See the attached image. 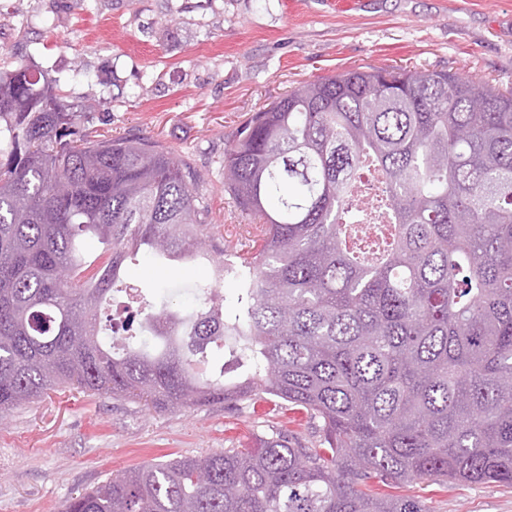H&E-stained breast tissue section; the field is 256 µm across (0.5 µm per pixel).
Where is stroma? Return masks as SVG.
I'll list each match as a JSON object with an SVG mask.
<instances>
[{"instance_id":"stroma-1","label":"stroma","mask_w":512,"mask_h":512,"mask_svg":"<svg viewBox=\"0 0 512 512\" xmlns=\"http://www.w3.org/2000/svg\"><path fill=\"white\" fill-rule=\"evenodd\" d=\"M33 63L106 137L141 135L190 161L209 207L212 255L247 243L251 219L224 189V149L256 112L307 81L369 66L450 70L512 85V0H0V67ZM142 259L126 281L151 294L211 282ZM320 422L261 394L157 412L59 391L0 414V512H61L79 490L141 465L278 432L317 445ZM431 512H512V486L410 483Z\"/></svg>"}]
</instances>
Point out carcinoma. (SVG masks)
Listing matches in <instances>:
<instances>
[{"mask_svg":"<svg viewBox=\"0 0 512 512\" xmlns=\"http://www.w3.org/2000/svg\"><path fill=\"white\" fill-rule=\"evenodd\" d=\"M36 67L0 71V412L70 385L156 411L258 392L321 420L139 466L64 512H430L371 483L512 485V88L448 70L368 67L303 84L224 149V188L256 222L200 308L112 346L101 308L128 260L200 258L199 175L139 136L93 139ZM389 220L359 234L358 173ZM95 239L106 264H88ZM248 362L224 379L211 349Z\"/></svg>","mask_w":512,"mask_h":512,"instance_id":"cac0c4a2","label":"carcinoma"}]
</instances>
